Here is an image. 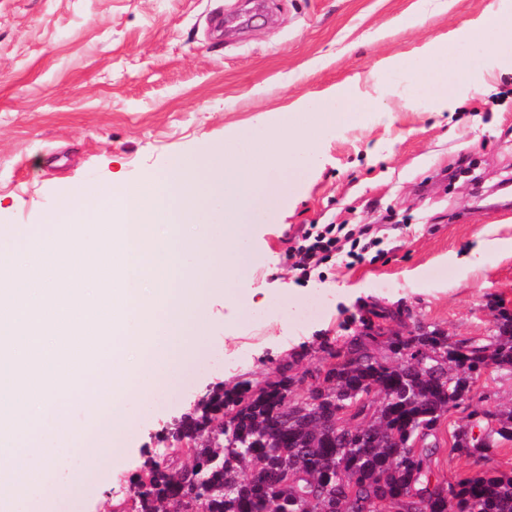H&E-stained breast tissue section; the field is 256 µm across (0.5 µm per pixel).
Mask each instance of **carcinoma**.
I'll list each match as a JSON object with an SVG mask.
<instances>
[{
    "mask_svg": "<svg viewBox=\"0 0 512 512\" xmlns=\"http://www.w3.org/2000/svg\"><path fill=\"white\" fill-rule=\"evenodd\" d=\"M350 362L323 347L322 365H292L260 386L208 390L166 438L189 458H150L115 512H512V472L434 478L427 431L460 405L473 375L512 367V313L484 344L429 336H353ZM307 388L299 393L301 385ZM492 443L451 435L450 452L486 459L512 441V407Z\"/></svg>",
    "mask_w": 512,
    "mask_h": 512,
    "instance_id": "1",
    "label": "carcinoma"
}]
</instances>
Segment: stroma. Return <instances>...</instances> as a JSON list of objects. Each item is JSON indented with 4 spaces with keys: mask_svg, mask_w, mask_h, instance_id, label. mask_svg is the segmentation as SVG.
<instances>
[{
    "mask_svg": "<svg viewBox=\"0 0 512 512\" xmlns=\"http://www.w3.org/2000/svg\"><path fill=\"white\" fill-rule=\"evenodd\" d=\"M242 0H0V229L42 223L88 186L137 183L223 145L261 138L299 104L353 90V116L309 138L297 178L241 247L250 298L216 290L188 362L193 386L130 399L120 439L86 438L54 469L67 495L35 494L18 512H113L147 457L187 460L163 434L207 389L262 384L292 363H321L365 316L405 332L419 323L452 339H484L497 308L512 311V63L478 61L450 95H423L412 73L384 82L391 58L435 43L471 57L464 29L512 0H274L245 27L214 32V13ZM424 25H411L418 12ZM417 98L406 107V98ZM311 224H368L361 263L332 256L306 281L289 249ZM320 296L321 315L294 309ZM478 408L512 403V373L488 369ZM454 410L428 439L439 479L512 470V444L490 459L449 451Z\"/></svg>",
    "mask_w": 512,
    "mask_h": 512,
    "instance_id": "35a3bbf8",
    "label": "stroma"
}]
</instances>
